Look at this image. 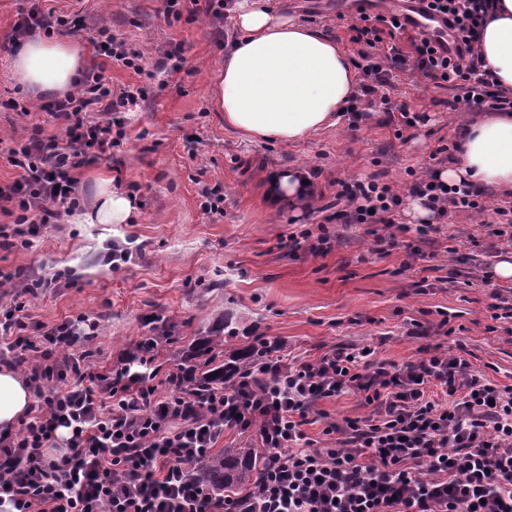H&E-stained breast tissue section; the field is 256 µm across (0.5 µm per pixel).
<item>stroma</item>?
I'll list each match as a JSON object with an SVG mask.
<instances>
[{"label":"stroma","instance_id":"obj_1","mask_svg":"<svg viewBox=\"0 0 512 512\" xmlns=\"http://www.w3.org/2000/svg\"><path fill=\"white\" fill-rule=\"evenodd\" d=\"M300 22L334 37L353 54L350 17H337L334 0H271ZM28 0H0V182L16 170L6 160L7 145L32 136L62 137L63 123L30 98L11 72V52L3 44ZM42 10L76 19L54 31L75 44L84 67L105 66L113 87L144 86L146 98L126 125V137L111 157L81 169L83 199L97 181L133 189L138 213L131 224H56L32 238L27 249L0 248V270L35 265L51 282L30 301L32 322L53 324L82 314L98 317L95 362L106 366L137 353L149 321L168 320L172 344L155 360L161 371L173 366L182 345L201 325L231 318L239 335L263 336L283 352L317 359L337 346L374 349L377 359L400 366L422 349L442 344L461 352L493 383L512 386V318L493 319L492 295L501 282L494 266L512 253L491 226L458 214L438 224L424 240L403 236L382 254L375 237L380 224L325 222L315 209L281 210L267 199L268 176L298 166H318L317 187L333 195L336 183L372 175L407 187L409 171L443 169L446 157L431 159L439 144L457 140L458 114L448 90L402 76L393 104H408L430 120L408 142L391 127L371 120L358 128L346 121L306 140H254L230 130L210 103L232 20L205 16L167 22L164 0H42ZM110 26L128 47L141 49V73L105 65L90 38L97 24ZM180 48V72L168 86L151 79L160 48ZM32 99L26 117L6 108L7 100ZM221 186L224 212L204 213L203 187ZM325 229L331 249L323 255L290 254L279 236ZM479 247H470V239ZM323 422L306 425L321 439L325 422L367 416L363 394L352 391L319 402Z\"/></svg>","mask_w":512,"mask_h":512}]
</instances>
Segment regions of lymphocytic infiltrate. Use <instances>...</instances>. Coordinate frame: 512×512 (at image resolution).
Here are the masks:
<instances>
[{
	"label": "lymphocytic infiltrate",
	"instance_id": "f902f5d3",
	"mask_svg": "<svg viewBox=\"0 0 512 512\" xmlns=\"http://www.w3.org/2000/svg\"><path fill=\"white\" fill-rule=\"evenodd\" d=\"M426 2L448 18L447 52L407 36L386 12L360 13L349 25L361 72L350 125L378 107L396 139L415 138L427 113L392 104L387 93L406 70L452 91L451 111L512 113V90L484 70L477 51L493 0ZM68 25L34 5L9 40ZM143 99L142 86L113 89L104 68L79 74L53 104L66 145L33 137L8 150L18 176L0 184V210L15 221L0 228V246L28 247L35 231L80 207L76 172L111 156L125 137L123 113ZM100 111L105 120H92ZM486 194L430 170L404 195L375 177L338 182L333 203L345 223L385 225L381 249L412 230L397 221L408 195L425 200L437 219L465 212L512 242V207L488 208ZM431 230L412 231L422 238ZM0 281L15 290L0 302V365L23 372L33 392L17 428L0 433V512H512V387L492 383L462 356L437 350L398 368L344 347L317 360L286 358L272 343L258 364L202 392L178 369L159 373L148 351L111 367L94 364L98 319L30 325L41 280L19 266L1 271ZM435 386L446 402L432 397ZM351 390L364 394L371 413L327 423L335 445H318L304 430L308 413ZM229 430L256 434L263 450L262 476L241 498L192 474Z\"/></svg>",
	"mask_w": 512,
	"mask_h": 512
}]
</instances>
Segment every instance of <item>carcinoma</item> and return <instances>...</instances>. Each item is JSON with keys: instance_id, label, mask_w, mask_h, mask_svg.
Wrapping results in <instances>:
<instances>
[{"instance_id": "1", "label": "carcinoma", "mask_w": 512, "mask_h": 512, "mask_svg": "<svg viewBox=\"0 0 512 512\" xmlns=\"http://www.w3.org/2000/svg\"><path fill=\"white\" fill-rule=\"evenodd\" d=\"M224 328L225 322L221 321L200 331V336L178 356L177 366L198 389L224 384L237 368L255 359V344L224 355ZM259 470V459L253 456L252 449L226 448L216 458L198 463L194 473L213 490H246L253 488Z\"/></svg>"}]
</instances>
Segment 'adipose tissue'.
<instances>
[{"label":"adipose tissue","instance_id":"obj_1","mask_svg":"<svg viewBox=\"0 0 512 512\" xmlns=\"http://www.w3.org/2000/svg\"><path fill=\"white\" fill-rule=\"evenodd\" d=\"M237 35L224 48V65L211 93L227 128L253 139L291 143L334 124L351 99L357 75L335 38L269 7L266 0H239ZM478 51L500 85L512 89V0H495L493 17ZM79 50L62 40L35 38L15 52L12 72L26 91L49 96L71 88L82 66ZM440 180L467 181L512 196V113L470 118L458 154ZM92 205L78 212L81 224H126L135 216L134 195L99 181ZM32 391L15 370L0 367V431L15 429L28 411Z\"/></svg>","mask_w":512,"mask_h":512}]
</instances>
